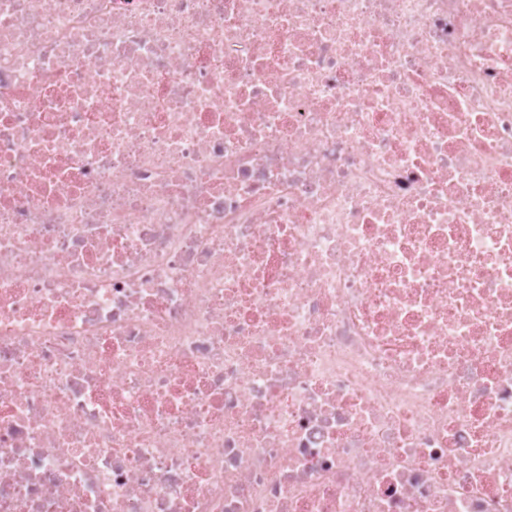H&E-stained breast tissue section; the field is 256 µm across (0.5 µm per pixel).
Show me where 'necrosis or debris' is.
<instances>
[{"label":"necrosis or debris","mask_w":512,"mask_h":512,"mask_svg":"<svg viewBox=\"0 0 512 512\" xmlns=\"http://www.w3.org/2000/svg\"><path fill=\"white\" fill-rule=\"evenodd\" d=\"M0 512H512V0H0Z\"/></svg>","instance_id":"4bbe7bcc"}]
</instances>
